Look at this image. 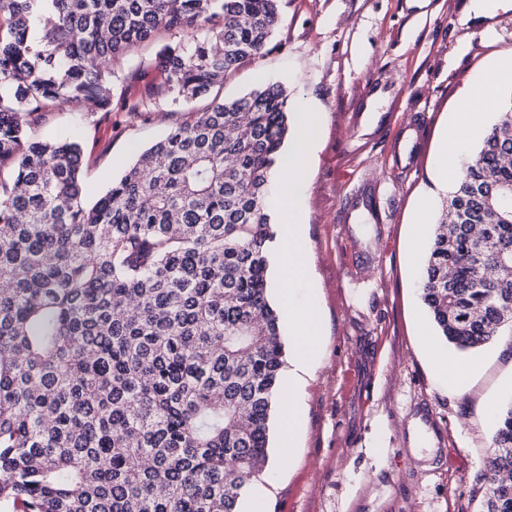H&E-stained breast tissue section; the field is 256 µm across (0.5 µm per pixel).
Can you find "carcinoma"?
Segmentation results:
<instances>
[{
	"instance_id": "cac0c4a2",
	"label": "carcinoma",
	"mask_w": 512,
	"mask_h": 512,
	"mask_svg": "<svg viewBox=\"0 0 512 512\" xmlns=\"http://www.w3.org/2000/svg\"><path fill=\"white\" fill-rule=\"evenodd\" d=\"M280 0H0V512H240L269 458L285 341L268 288L269 181L289 95L190 106L263 56ZM134 108L184 118L93 205L83 150L45 131L103 63L166 31ZM438 335L512 326V98L447 192L423 266ZM490 447L512 471V400ZM482 512H512L486 477Z\"/></svg>"
}]
</instances>
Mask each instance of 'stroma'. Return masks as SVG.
<instances>
[{"instance_id":"obj_1","label":"stroma","mask_w":512,"mask_h":512,"mask_svg":"<svg viewBox=\"0 0 512 512\" xmlns=\"http://www.w3.org/2000/svg\"><path fill=\"white\" fill-rule=\"evenodd\" d=\"M468 3L282 0L269 52L220 91L229 99L279 83L291 112L309 104L322 114L298 197L313 276L293 285L321 323L322 364L305 378L292 454L271 450L269 474L248 487L262 512H481L495 426L484 408L512 398V331L468 352L422 338L433 227L415 222L421 204L439 214L450 186L439 150L462 93L512 55V0L488 25ZM139 62L115 66L127 98L110 115L55 114L82 146L87 202L177 122L163 104L130 110L145 86L128 78ZM435 350L475 374L463 385L442 377Z\"/></svg>"}]
</instances>
